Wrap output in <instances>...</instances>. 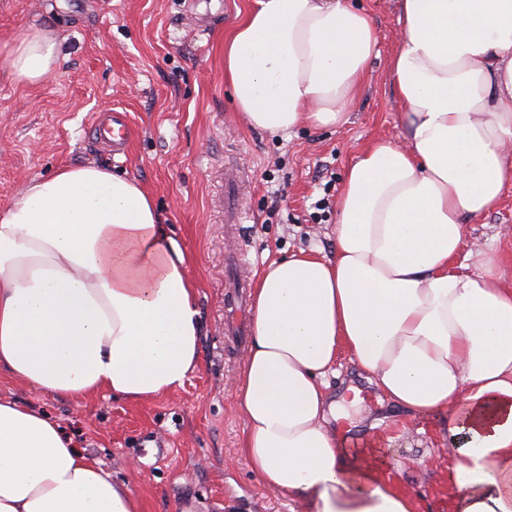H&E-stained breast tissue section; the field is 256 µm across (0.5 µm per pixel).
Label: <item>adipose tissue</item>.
Wrapping results in <instances>:
<instances>
[{"label":"adipose tissue","instance_id":"adipose-tissue-1","mask_svg":"<svg viewBox=\"0 0 512 512\" xmlns=\"http://www.w3.org/2000/svg\"><path fill=\"white\" fill-rule=\"evenodd\" d=\"M390 59L403 141L349 166L335 258L269 262L234 385L243 452L307 512H417L373 449L328 427L325 376L340 351L388 400L447 419L452 512H512V287L465 223L512 187V0H399ZM378 43L350 0H256L224 40V79L254 128L288 134L348 120ZM53 30H21L0 69L27 85L58 64ZM198 285L135 179L64 166L0 210V372L82 402L183 387L199 364ZM0 512H141L46 416L0 400Z\"/></svg>","mask_w":512,"mask_h":512}]
</instances>
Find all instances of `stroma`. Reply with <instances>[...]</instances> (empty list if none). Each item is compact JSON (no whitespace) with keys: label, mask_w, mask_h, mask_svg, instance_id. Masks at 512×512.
I'll use <instances>...</instances> for the list:
<instances>
[{"label":"stroma","mask_w":512,"mask_h":512,"mask_svg":"<svg viewBox=\"0 0 512 512\" xmlns=\"http://www.w3.org/2000/svg\"><path fill=\"white\" fill-rule=\"evenodd\" d=\"M378 54L347 125L298 128L286 138L250 127L224 82V39L255 0H0V49L30 26L53 29L63 57L42 83L0 70V209L32 178L94 164L140 182L191 258L199 283L200 365L184 386L134 403L109 395L77 402L0 375V399L38 410L77 448L128 484L142 512H293L241 452L245 420L231 390L246 345L224 335L225 257L254 279L268 262L305 250L333 256L336 199L349 165L370 143L404 133L389 60L398 0H358ZM127 114L129 146L111 153L88 137L100 111ZM243 170L241 224L224 221V169ZM495 251L512 284V190L468 226ZM337 426L375 431L383 475L413 494L418 512H451L455 457L439 416L412 420L341 352L326 377Z\"/></svg>","instance_id":"obj_1"}]
</instances>
